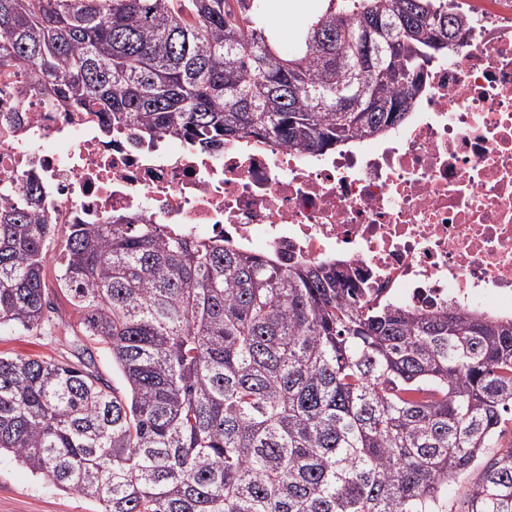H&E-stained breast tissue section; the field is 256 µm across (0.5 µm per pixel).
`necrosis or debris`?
Returning <instances> with one entry per match:
<instances>
[{"instance_id": "1", "label": "necrosis or debris", "mask_w": 512, "mask_h": 512, "mask_svg": "<svg viewBox=\"0 0 512 512\" xmlns=\"http://www.w3.org/2000/svg\"><path fill=\"white\" fill-rule=\"evenodd\" d=\"M404 122L308 155L252 137L223 153L104 130L40 96L0 101V181L41 182L52 224L133 222L288 259L347 262L371 303L512 318V0H468Z\"/></svg>"}]
</instances>
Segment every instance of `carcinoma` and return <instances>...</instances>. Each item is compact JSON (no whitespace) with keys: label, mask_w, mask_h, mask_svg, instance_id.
Masks as SVG:
<instances>
[{"label":"carcinoma","mask_w":512,"mask_h":512,"mask_svg":"<svg viewBox=\"0 0 512 512\" xmlns=\"http://www.w3.org/2000/svg\"><path fill=\"white\" fill-rule=\"evenodd\" d=\"M398 44L361 61L362 19ZM464 28L448 0H329L290 51L264 0H0V68L66 112L200 152L245 135L319 153L400 122L404 71ZM396 105L400 112H388ZM0 197V327L44 321L55 225ZM60 289L123 386L0 356V453L100 512H512V320L371 306L349 269L282 265L158 224H70Z\"/></svg>","instance_id":"obj_1"}]
</instances>
